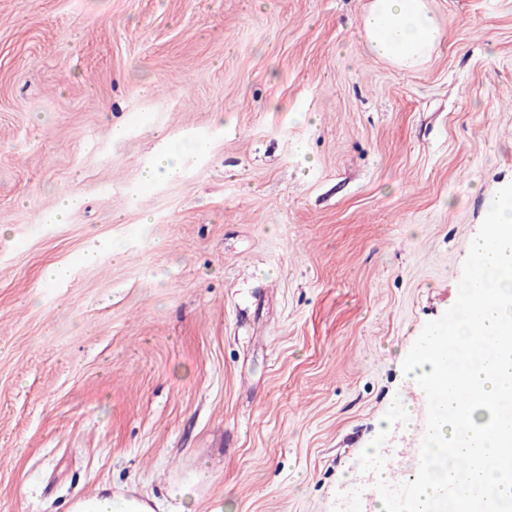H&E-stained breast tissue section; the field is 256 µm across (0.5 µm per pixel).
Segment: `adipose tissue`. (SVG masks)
Wrapping results in <instances>:
<instances>
[{
    "label": "adipose tissue",
    "instance_id": "obj_1",
    "mask_svg": "<svg viewBox=\"0 0 512 512\" xmlns=\"http://www.w3.org/2000/svg\"><path fill=\"white\" fill-rule=\"evenodd\" d=\"M362 35L370 51L402 69H415L429 57L441 36V26L427 0H371L362 20ZM482 258L475 276L459 287L460 305L449 332L435 336L417 353L408 371L422 383V400L437 405L432 425L421 441L432 455L423 459L425 478L414 479L409 512H446L449 468L448 445L465 449L472 466L469 488L512 498V479L496 478L484 463L486 456L512 447V424L502 425L496 410L512 397V189L492 203L485 237L474 244ZM483 335L493 346L477 349L472 338ZM461 352L459 377L462 398L445 400L448 385L447 348ZM191 485L170 486L164 501L154 497L96 494L73 501L69 512H184Z\"/></svg>",
    "mask_w": 512,
    "mask_h": 512
}]
</instances>
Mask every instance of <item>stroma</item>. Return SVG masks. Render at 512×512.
<instances>
[{
  "mask_svg": "<svg viewBox=\"0 0 512 512\" xmlns=\"http://www.w3.org/2000/svg\"><path fill=\"white\" fill-rule=\"evenodd\" d=\"M369 3L0 0V512L203 467L192 512H372L512 186V0H429L415 71ZM370 51L401 69H415L442 36L427 0H372L362 20Z\"/></svg>",
  "mask_w": 512,
  "mask_h": 512,
  "instance_id": "1",
  "label": "stroma"
}]
</instances>
